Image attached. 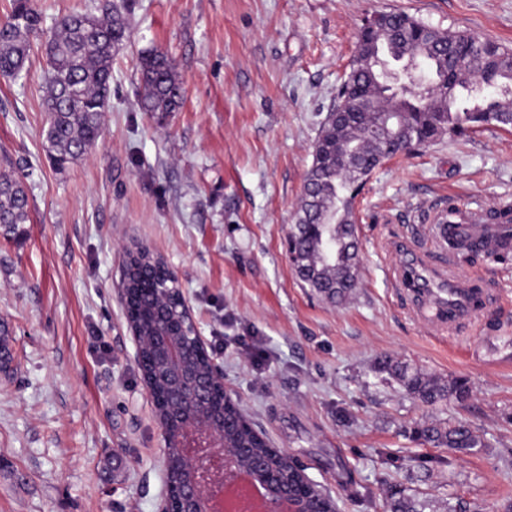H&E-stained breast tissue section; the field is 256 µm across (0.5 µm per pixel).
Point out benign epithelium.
Returning <instances> with one entry per match:
<instances>
[{
	"instance_id": "7a95c632",
	"label": "benign epithelium",
	"mask_w": 512,
	"mask_h": 512,
	"mask_svg": "<svg viewBox=\"0 0 512 512\" xmlns=\"http://www.w3.org/2000/svg\"><path fill=\"white\" fill-rule=\"evenodd\" d=\"M128 328L139 350L148 346L150 365L140 367L152 402L162 404L157 421L165 447L176 449L185 467L173 471L165 462V495L161 512H210L208 503L224 493L226 481L246 472L263 483L269 495L288 503V512H311L307 503L328 493L288 456L296 475L285 479L274 459L248 457L230 447L224 435V406L234 403L225 393L222 372L198 367L209 356L188 304L177 308L154 305Z\"/></svg>"
}]
</instances>
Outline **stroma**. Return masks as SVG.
Returning a JSON list of instances; mask_svg holds the SVG:
<instances>
[{
  "label": "stroma",
  "mask_w": 512,
  "mask_h": 512,
  "mask_svg": "<svg viewBox=\"0 0 512 512\" xmlns=\"http://www.w3.org/2000/svg\"><path fill=\"white\" fill-rule=\"evenodd\" d=\"M98 0H32L42 30L22 77L0 82V154L29 195L27 224L0 228V512H159L164 440L121 299L132 239L175 272L224 387L268 442L298 457L337 512H384L390 488L425 512L512 505V264L487 256L455 274L489 278L472 324L438 335L391 276L396 241L447 201L512 203V130L443 137L387 160L355 200L359 285L328 302L296 276L286 240L314 142L366 17L405 12L512 49V0H135L112 58L102 134L56 170L42 149L45 33ZM168 53L180 111L137 106L142 53ZM388 357L445 381L466 404L429 407L374 364ZM442 420L482 441L466 453L416 435Z\"/></svg>",
  "instance_id": "obj_1"
}]
</instances>
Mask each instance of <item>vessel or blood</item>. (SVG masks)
<instances>
[{
    "mask_svg": "<svg viewBox=\"0 0 512 512\" xmlns=\"http://www.w3.org/2000/svg\"><path fill=\"white\" fill-rule=\"evenodd\" d=\"M500 220L488 223L483 209H438L432 217L433 232L445 261L424 266L416 245L404 244L403 259L395 270V283L409 296L414 314L429 328L445 331L470 322L492 299L491 289L480 282L449 272L458 244L479 241L488 256L512 252V207L499 208Z\"/></svg>",
    "mask_w": 512,
    "mask_h": 512,
    "instance_id": "1",
    "label": "vessel or blood"
}]
</instances>
